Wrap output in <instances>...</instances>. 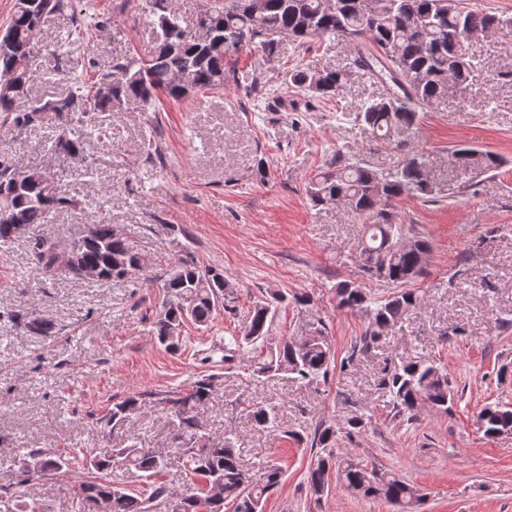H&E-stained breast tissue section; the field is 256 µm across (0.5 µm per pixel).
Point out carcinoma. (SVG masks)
Wrapping results in <instances>:
<instances>
[{"instance_id": "1", "label": "carcinoma", "mask_w": 512, "mask_h": 512, "mask_svg": "<svg viewBox=\"0 0 512 512\" xmlns=\"http://www.w3.org/2000/svg\"><path fill=\"white\" fill-rule=\"evenodd\" d=\"M158 2L153 0L150 10V25L156 32L154 51L146 59L114 61L112 70L100 77V82L109 85V93L102 95L97 86L80 85L45 99L34 94L36 74L26 62L34 61L41 50L39 33L45 19L73 11L72 0H14L5 26L10 46L0 52V113L18 130L55 120L51 150L62 157L85 156L104 141L102 115L129 102L148 104L160 95L180 101L201 90L222 88L231 78L238 82L240 78L228 69V60L255 42L273 58L276 46L268 39L273 33H284L300 46L315 38L340 36L354 44L347 68L312 72L301 65L284 72L282 81L289 88L330 101L339 96L354 70L387 77L398 96L380 95L365 101L354 121L367 127L375 138L389 141L417 125L420 109L468 88L473 57L456 46L459 35L512 25L511 16L470 9L462 0H332L330 5L325 0H202L195 25L206 33L199 38L171 12H159ZM453 155L464 168L482 172L499 168L497 156L490 151L465 147L455 149ZM431 193L426 163L418 152L404 154L387 168L336 155L331 168L309 181V200L315 206L342 204L366 221V237L353 251L358 276L386 282L392 291L375 298L356 281L336 284L337 307L359 313L365 321L359 340L340 359L320 316L309 320L302 341L287 337L268 343L278 305L288 301L287 295L278 292L255 303L249 325L227 349L242 357L258 381L288 373L312 383L327 378L336 364L339 370H347L421 304L422 296L407 284L424 274L429 243L413 235L411 226L396 222L393 203L403 195ZM84 205L82 198L62 187L51 168L24 167L13 153L0 150L1 243L19 237L21 228L46 224L52 215ZM66 252L78 256L79 270L58 264V256ZM145 258L142 249L110 224H88L71 238L43 236L30 250V264L47 278L83 277L94 271L103 283L122 280L133 269L147 271L140 267ZM146 280L162 290V310L154 318L152 333L160 344L173 350L178 348L177 333L184 321L202 326L211 323L216 307L224 304L228 285L223 273L202 269L191 260L162 274H149ZM17 319L30 332L53 334L54 326L34 310L17 315ZM378 386L389 394L396 414L409 420L423 404L446 411L453 402L448 373L429 361L388 365ZM215 389L214 376L202 375L190 391L167 392L159 398L173 418V440L182 455L188 488L178 491L158 480L163 457L138 445L133 437L131 444L116 452L141 473L147 489L132 490L110 481L111 460L88 457L82 463L83 476L72 485L84 512H96L99 502L111 503L110 512H224L228 503L234 512H264L266 495L284 477L278 461H267L252 474L229 436L221 445L194 447L202 439L198 409ZM138 403L139 397L132 395L113 404L111 412L101 418L103 428L126 425ZM246 414L257 428L316 449L307 472L309 492L316 498L324 495L328 479L334 475L348 492L383 499L398 506L400 512H419L422 493L414 484L396 473L370 470L335 457L337 432L364 428L358 416L341 425H321L309 434L282 427L277 409L270 403L250 405ZM477 424L487 438L512 433V406H484ZM76 458L73 449L53 454L30 450L18 459L16 484L46 474L65 477L72 472ZM0 512H42V508L20 504L9 489L0 487Z\"/></svg>"}]
</instances>
